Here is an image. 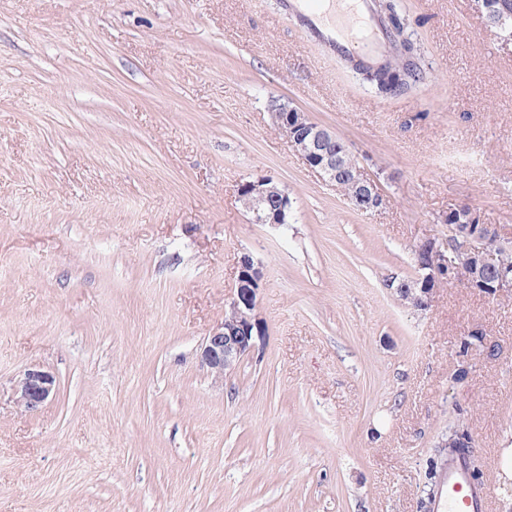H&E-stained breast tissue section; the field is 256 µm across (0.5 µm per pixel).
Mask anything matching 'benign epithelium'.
Listing matches in <instances>:
<instances>
[{
	"label": "benign epithelium",
	"mask_w": 512,
	"mask_h": 512,
	"mask_svg": "<svg viewBox=\"0 0 512 512\" xmlns=\"http://www.w3.org/2000/svg\"><path fill=\"white\" fill-rule=\"evenodd\" d=\"M482 14L503 23L512 15V0H478ZM273 124L287 138L293 150L306 165L333 181L343 178V154L335 133L311 121L307 113L276 101L269 108ZM354 194L349 202L360 204V210L375 212L384 204V195L376 181L359 174L353 181ZM238 199L251 213L254 224L281 226L288 223L291 201L288 193L270 177L241 182ZM453 224L449 235L455 238L450 252L441 249V241L432 238L416 250L418 267L424 274L400 283L396 290L401 300L427 307L422 297L430 296L442 284L464 281L472 290L497 296L512 292V267L505 266L493 248L497 232L483 224L477 213L462 204L452 210ZM263 271L254 258L244 253L238 260L235 291L229 309L231 315L216 325L204 338L201 364L217 382H224V372L255 350L256 341L265 335L258 313ZM17 403L28 411H36L57 392L56 377L39 368H30L16 381Z\"/></svg>",
	"instance_id": "obj_1"
}]
</instances>
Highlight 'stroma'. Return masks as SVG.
I'll use <instances>...</instances> for the list:
<instances>
[{
  "label": "stroma",
  "mask_w": 512,
  "mask_h": 512,
  "mask_svg": "<svg viewBox=\"0 0 512 512\" xmlns=\"http://www.w3.org/2000/svg\"><path fill=\"white\" fill-rule=\"evenodd\" d=\"M406 2L431 74L385 100L281 0H0V512H419L458 422L512 512V293L389 286L458 205L512 243V43L475 0ZM274 100L383 208L310 169ZM264 176L288 225L238 200ZM244 252L265 336L217 385L200 348ZM475 326L494 357L462 350ZM33 367L58 392L27 412ZM273 124L287 138L306 165L332 181L343 179L344 166L335 133L311 121L307 113L272 101L269 108ZM358 179H354V194L347 198L353 205L356 201L360 204V210L364 212H375L384 204V195L375 180L366 177L361 170L358 172ZM238 199L252 214L250 218L252 223L271 226L288 224L291 201L288 193L272 178L259 177L241 182L238 188ZM17 403L28 411H36L57 392L56 377L39 368H30L16 381Z\"/></svg>",
  "instance_id": "1"
}]
</instances>
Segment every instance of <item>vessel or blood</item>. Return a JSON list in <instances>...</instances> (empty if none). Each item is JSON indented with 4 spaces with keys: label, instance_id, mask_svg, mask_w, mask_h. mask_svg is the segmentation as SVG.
Segmentation results:
<instances>
[{
    "label": "vessel or blood",
    "instance_id": "1",
    "mask_svg": "<svg viewBox=\"0 0 512 512\" xmlns=\"http://www.w3.org/2000/svg\"><path fill=\"white\" fill-rule=\"evenodd\" d=\"M319 0H283L282 9L332 52L354 56L367 66L386 60L385 36L377 24L370 0H353L352 12L322 13ZM440 495L429 505V512H486L489 489L476 481L466 458L448 460L440 473Z\"/></svg>",
    "mask_w": 512,
    "mask_h": 512
}]
</instances>
